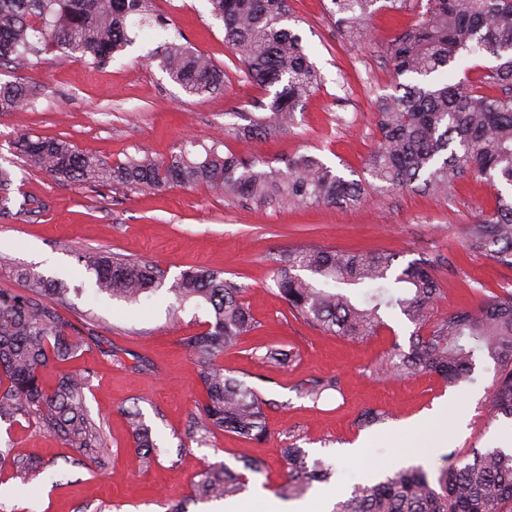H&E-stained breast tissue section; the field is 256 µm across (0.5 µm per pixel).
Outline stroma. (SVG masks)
<instances>
[{
	"label": "stroma",
	"mask_w": 512,
	"mask_h": 512,
	"mask_svg": "<svg viewBox=\"0 0 512 512\" xmlns=\"http://www.w3.org/2000/svg\"><path fill=\"white\" fill-rule=\"evenodd\" d=\"M328 5L289 0L291 26L323 82L299 107L291 131L252 149L281 168L289 158L313 154L358 180L379 139L378 103L395 92L387 43L415 14L380 9L365 37L352 41L336 28ZM152 7L168 20V30L136 37L100 65L48 48L32 68L0 66V83L35 82L42 89L34 103L0 112V168L12 177L9 199L0 206V289L21 290L14 275L19 267L68 283L61 314L92 329L100 343L79 352L67 368L87 375V409L110 450L109 466L100 469L34 422L0 421V448L44 463L24 486L0 472V512H166L187 502L193 483L215 463L239 468L247 460L262 462L264 471L234 499L237 512H259L265 498L278 500L282 512L298 506L331 512L337 497L383 478L395 465L420 466L434 476L444 458L473 448H512V420L487 418L491 363L477 360L472 381L458 385L433 374L374 379V366L393 345L409 348L413 324L391 314L376 336L360 342L323 332L293 317L277 294L268 259L303 245L391 250L401 268L435 261L442 288L436 314L474 307L512 290V269L467 246L469 225L495 194L475 176L459 179L445 194L370 188L354 206L259 208L226 200L203 184L141 192L59 181L18 156L14 142L23 134L64 139L113 164L131 156L164 158L186 140L207 144L217 137L224 150L242 151L226 129L230 115L254 112L264 92L236 67L209 0H152ZM172 30L223 68L222 91L187 95L158 61L148 60ZM99 251L149 260L170 279L202 267L246 286L244 302L258 327L223 364L266 401L265 441L190 430L204 390L181 340L206 330L209 307L179 302L164 287L136 303L100 293L78 260ZM271 343L297 351L296 361L288 367L261 363ZM322 375L338 376L339 390L316 402L299 394L302 382ZM370 408L391 417L358 428V414ZM135 409L157 445L147 470L139 466L129 426ZM292 443L332 465L334 474L300 499L282 500L287 469L281 450Z\"/></svg>",
	"instance_id": "1"
}]
</instances>
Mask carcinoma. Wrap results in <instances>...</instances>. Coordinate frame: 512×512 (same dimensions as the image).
I'll use <instances>...</instances> for the list:
<instances>
[{
	"instance_id": "1",
	"label": "carcinoma",
	"mask_w": 512,
	"mask_h": 512,
	"mask_svg": "<svg viewBox=\"0 0 512 512\" xmlns=\"http://www.w3.org/2000/svg\"><path fill=\"white\" fill-rule=\"evenodd\" d=\"M209 2L245 74L265 91V99L255 105L263 114L234 127L235 136L249 143L291 129L297 108L320 87L321 75L301 36L288 26V0ZM377 2L331 0L330 16L345 36L360 39ZM134 26L149 34L166 23L153 13L151 0H0V64L25 69L40 44L100 64L133 42L129 31ZM461 50L496 60L483 84L499 94L441 76ZM387 56L395 74L412 81L398 84L397 94L378 106L380 141L366 168L371 179L387 190L417 186L443 192L471 172L494 188L512 187V0H427L417 20L390 41ZM151 58L159 59L170 80L189 95L224 87V69L188 42L167 40ZM40 91L38 85L0 84V112L30 104ZM15 148L29 166L59 181L130 190L204 183L226 198L264 208L356 204L364 191L363 181L346 178L310 154L288 160L282 169L254 152L221 153L217 143L202 154L182 144L165 159L130 157L115 165L58 138L26 135ZM467 242L492 263L512 269V192H496L491 209L469 225ZM398 258L387 250L303 246L271 257L273 281L295 318L353 340L376 335L385 326L384 315L399 311L415 331L409 350L395 347L381 363L378 372L385 376L430 373L456 385L474 381L476 359L492 363L489 418L512 419V292L435 318L440 288L434 262H411L397 274ZM79 260L94 273L98 291L120 300L136 302L165 284L164 272L147 261L107 253ZM15 275L23 290H0V421L33 416L48 433L103 468L107 445L86 409L87 377L61 371L48 381L43 375L48 366L68 362L99 337L62 316L64 283L32 267ZM168 292L181 301L205 302L212 315L206 331L182 341L206 393L191 429L264 440L266 401L224 373L221 362L224 352L256 328L243 301L245 286L222 272L191 268L170 283ZM425 327L429 332L423 335ZM293 357L282 345L268 346L263 355L280 365ZM338 386L334 375L317 376L302 384L301 393L316 402ZM129 420L140 465L147 469L155 461L152 429L137 411L129 413ZM386 420L374 409L357 416L361 428ZM281 454L288 469L283 497L300 496L333 476L332 466L309 459L300 448H283ZM5 468L25 485L38 465L0 448V471ZM243 468L237 472L215 464L195 483L190 502L239 496L248 487L246 472H262L256 461H244ZM332 512H512V451L473 448L466 457L446 462L435 478L420 466L394 469L336 499Z\"/></svg>"
}]
</instances>
